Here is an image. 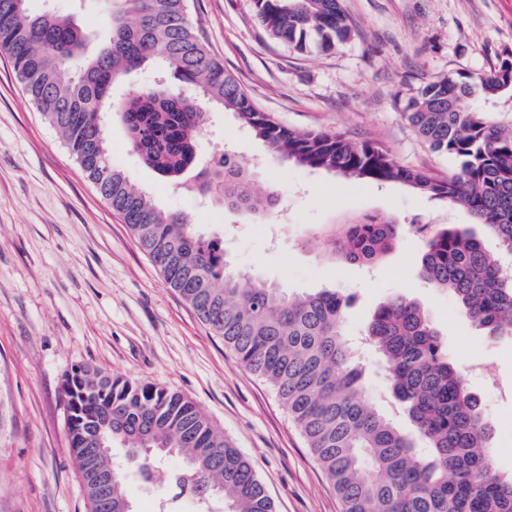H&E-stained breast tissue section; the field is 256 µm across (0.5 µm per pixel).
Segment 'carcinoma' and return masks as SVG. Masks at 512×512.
Returning a JSON list of instances; mask_svg holds the SVG:
<instances>
[{"label":"carcinoma","instance_id":"1","mask_svg":"<svg viewBox=\"0 0 512 512\" xmlns=\"http://www.w3.org/2000/svg\"><path fill=\"white\" fill-rule=\"evenodd\" d=\"M29 0H0V51L86 177L131 230L166 283L196 312L236 361L268 383L300 427L312 456L336 490L342 512H512V476L490 462L493 427L448 357L423 309L404 295L382 302L366 341L388 370L389 393L426 442L420 448L399 421L369 400L363 368L343 331L349 297L332 289L289 296L231 268L224 241L194 231L188 214L169 212L112 165L104 126L116 112L144 164L175 190L205 196L260 218L281 194L258 192V172L224 153L198 163L202 105L233 113L255 137L295 166L346 179L402 183L466 209L512 257V129L465 105L469 98L512 104V59L475 79L459 72L419 89L407 120L429 147L459 161L438 177L399 165L383 146L327 131L302 132L263 111L224 71L192 25L187 0H105L108 34L91 55L72 17ZM268 35L298 53L327 52L350 34L340 0H253ZM153 66L162 76L120 99L112 88ZM404 225L368 217L314 235L306 246L333 260L369 265L390 252ZM420 277L448 291L461 312L492 339L512 336V269L491 257L479 235L441 224L424 239ZM69 450L84 482L87 512H134L123 470L91 459L75 430L112 413L105 445L123 443L140 478L179 455L170 475L173 509L188 493L221 512H275L250 461L190 399L160 385L80 366L65 375ZM113 466L112 487L95 486V469Z\"/></svg>","mask_w":512,"mask_h":512}]
</instances>
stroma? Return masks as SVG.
Here are the masks:
<instances>
[{
  "instance_id": "35a3bbf8",
  "label": "stroma",
  "mask_w": 512,
  "mask_h": 512,
  "mask_svg": "<svg viewBox=\"0 0 512 512\" xmlns=\"http://www.w3.org/2000/svg\"><path fill=\"white\" fill-rule=\"evenodd\" d=\"M187 4L212 54L262 110L298 130L379 143L400 165L438 176L457 171L458 162L415 134L405 118L409 100L436 77L483 75L512 51V0H341L351 34L319 54L272 39L252 0ZM106 135L114 166L131 184L162 208L190 214L201 231L223 233L235 270L292 295L324 288L350 294L345 334L360 344L365 386L379 410H391L387 373L361 337L395 293L422 305L479 403H486L490 381L512 382V338L485 336L450 294L420 278L423 247L413 237L371 266L328 260L304 246L330 225L367 216L469 225L466 210L400 183L296 167L233 114L207 108L201 160L231 153L260 173L261 188L284 192L281 211L255 221L161 183L129 144L120 116L109 119ZM81 365L196 402L252 463L276 512H340L275 392L168 287L0 52V512H87L62 391L65 375ZM181 464L167 458L149 484L129 473L135 512H155Z\"/></svg>"
}]
</instances>
